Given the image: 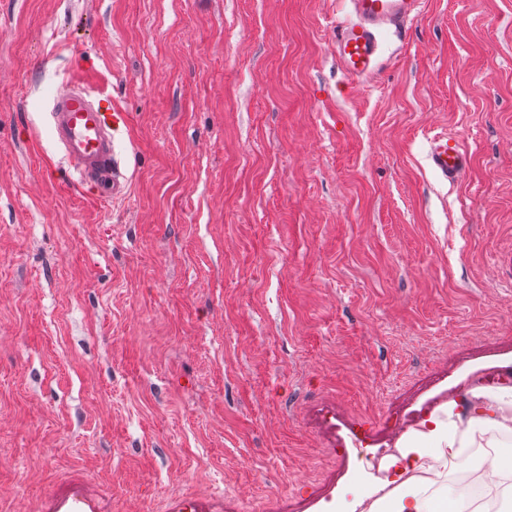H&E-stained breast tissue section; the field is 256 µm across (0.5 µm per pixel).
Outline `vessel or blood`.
Wrapping results in <instances>:
<instances>
[{
	"label": "vessel or blood",
	"mask_w": 512,
	"mask_h": 512,
	"mask_svg": "<svg viewBox=\"0 0 512 512\" xmlns=\"http://www.w3.org/2000/svg\"><path fill=\"white\" fill-rule=\"evenodd\" d=\"M354 19L336 32V62L350 83L371 80L380 68L381 35H407L422 0H350ZM51 122L56 142L70 168L94 181L102 196H118L125 189L115 174L116 143L122 113L106 115L95 108L83 90L68 92L53 102ZM432 168L447 182L463 179L470 158L462 144L441 139L432 143Z\"/></svg>",
	"instance_id": "b4317fda"
}]
</instances>
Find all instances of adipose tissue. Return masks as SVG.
Wrapping results in <instances>:
<instances>
[{
	"label": "adipose tissue",
	"mask_w": 512,
	"mask_h": 512,
	"mask_svg": "<svg viewBox=\"0 0 512 512\" xmlns=\"http://www.w3.org/2000/svg\"><path fill=\"white\" fill-rule=\"evenodd\" d=\"M471 396L473 404L466 413L451 406L434 411L418 439L389 458L388 478L370 489L371 494L381 496L385 512H470L471 504L465 499L444 503L425 497V481L412 471L427 461L437 464L458 459L480 444L495 451L482 475L488 493L512 503V453L497 451L499 434L512 432V386L497 387L492 393L477 386Z\"/></svg>",
	"instance_id": "adipose-tissue-1"
}]
</instances>
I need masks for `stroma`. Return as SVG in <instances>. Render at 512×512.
I'll return each mask as SVG.
<instances>
[{"label":"stroma","mask_w":512,"mask_h":512,"mask_svg":"<svg viewBox=\"0 0 512 512\" xmlns=\"http://www.w3.org/2000/svg\"><path fill=\"white\" fill-rule=\"evenodd\" d=\"M0 0V512H322L350 423L512 363V0ZM126 125L99 199L47 114ZM459 140L465 178L428 165ZM354 20L336 32V62L349 83L371 80L380 68L381 34L406 36L422 0H350Z\"/></svg>","instance_id":"35a3bbf8"}]
</instances>
